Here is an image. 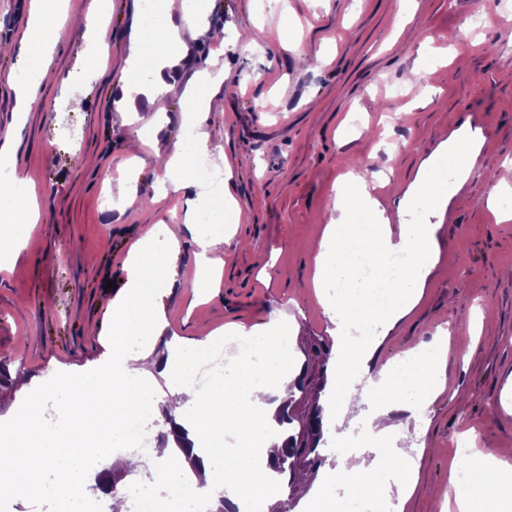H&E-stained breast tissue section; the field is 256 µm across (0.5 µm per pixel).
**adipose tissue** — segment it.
Here are the masks:
<instances>
[{
	"mask_svg": "<svg viewBox=\"0 0 512 512\" xmlns=\"http://www.w3.org/2000/svg\"><path fill=\"white\" fill-rule=\"evenodd\" d=\"M166 10L177 14V21H166L150 31L144 27L140 14H133L125 67L129 73L145 65L150 67L155 79L144 92L149 104L160 114L166 111L165 97L170 90L163 72L189 57V40L198 28L190 0H167ZM69 18L68 0H32L18 63L22 69L33 70L34 76L13 84L15 121L13 128L0 133V162L11 160L15 130L24 125L37 101L38 88L53 65L58 28ZM76 20L93 46L86 68L97 72L111 52V44L105 37L106 18L94 6ZM148 43L157 49L151 59L145 58L143 52ZM199 81L197 88L189 87L183 92L189 103L181 110V120L194 128L195 142L204 146L209 139L205 122L210 101L224 84V70L220 67L203 70ZM164 152L166 162L155 182L162 192L174 193L183 201L186 223H195L203 193L192 172L191 151L178 139L165 143ZM368 176L365 170L349 173L332 208L342 213L352 209L363 213L372 224L371 236L363 237L360 224L330 220L315 255L313 281L321 289L339 280L352 285L351 291L333 302L328 391L334 396L336 422L341 425L348 415L359 411L357 384L366 381L370 398L379 405L369 448L373 461L363 468L342 457L335 465L324 467L314 480L318 489L316 512H341L343 497L373 496L383 488L395 490L398 502L406 503L418 475L419 448L413 443L399 449L389 445L387 438L394 433L389 414L400 411L419 416L432 396L444 388L443 365L449 350L446 341L438 342L435 357L426 369L406 366L397 376L391 364L376 361V343L357 341L350 334L362 317L372 313L366 293L372 283L390 284L394 295L382 324L391 327L402 319L417 302L436 265L440 248L436 225L404 224L395 232L390 224L379 223ZM29 184V179L21 180L14 175L0 181V236L10 237V225L38 223L40 212L28 191ZM223 223V213H216L208 231L195 233L203 270L195 281L196 287H209L212 271L224 266L216 255L224 240ZM359 236L364 239V252L372 259L367 270L347 246L348 239ZM179 248L176 229L158 223L150 237L137 240L129 249L123 267L125 285L112 301L116 340L112 348L110 387H103L94 378L46 379L45 387L55 393L56 411L69 424V431L54 437L41 434L32 407L12 416L7 433L0 435V461L15 473L12 491L29 498L38 497L42 492L38 477L50 466L55 467L61 486L77 484L81 469L71 459L79 444L117 430L129 415L155 410L150 372L156 369L171 383L170 402L175 419L188 427L191 441L225 429L236 433L244 446L243 456L232 469L223 461V448L198 449L202 464L196 469H185L183 484L204 492L212 512H217L225 498L239 506L256 499L269 506L277 500V476L268 467L282 445L276 433L275 413L295 394V383L303 373L304 363L293 347L280 346L272 337L259 334L255 340L262 370L232 365L223 379L203 393L192 381V367L210 345L211 333L191 340L165 361L154 360L152 340L163 319V300L174 285L173 262ZM395 253L405 254L407 258L405 268L396 277L391 276L385 263L386 256ZM467 463L484 472L492 471V480L476 481L464 489L460 486L459 468H452L445 501L454 504L457 512H478L479 503L490 499L499 512H512V465L493 448L469 455ZM338 486L343 489L339 497L333 493Z\"/></svg>",
	"mask_w": 512,
	"mask_h": 512,
	"instance_id": "adipose-tissue-1",
	"label": "adipose tissue"
}]
</instances>
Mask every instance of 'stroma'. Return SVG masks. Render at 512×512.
Listing matches in <instances>:
<instances>
[{
    "mask_svg": "<svg viewBox=\"0 0 512 512\" xmlns=\"http://www.w3.org/2000/svg\"><path fill=\"white\" fill-rule=\"evenodd\" d=\"M200 34L178 84L209 68L212 31L251 30L257 52L227 49L225 84L211 101L206 129L223 157L199 149L236 201L233 234L220 246L216 293L195 287L197 248L184 233L178 283L164 299L153 340L170 354L198 327L264 328L287 321L294 346L328 341L332 327L313 284L315 246L338 185L360 166L392 226L437 225L440 253L414 308L385 333L377 356L432 346L448 337L446 388L429 406L426 451L407 506L392 512H443L440 488L467 439L512 449V412L500 394L512 381V221L490 201L512 159V0H196ZM112 63L95 78L80 70L84 40L64 26L55 71L40 107L20 130L18 173L38 172L31 193L41 219L15 226L20 247L0 262V359L28 387L0 389V420L50 375L88 377L111 357L112 310L125 283L131 242L154 224H180L182 208L154 183L151 113L121 124L107 105L128 54L134 0H106ZM472 39L460 41L462 23ZM309 59L298 62L297 44ZM472 136L478 154L443 210L404 203L422 164L438 169L452 132ZM138 199H118L127 180Z\"/></svg>",
    "mask_w": 512,
    "mask_h": 512,
    "instance_id": "35a3bbf8",
    "label": "stroma"
}]
</instances>
